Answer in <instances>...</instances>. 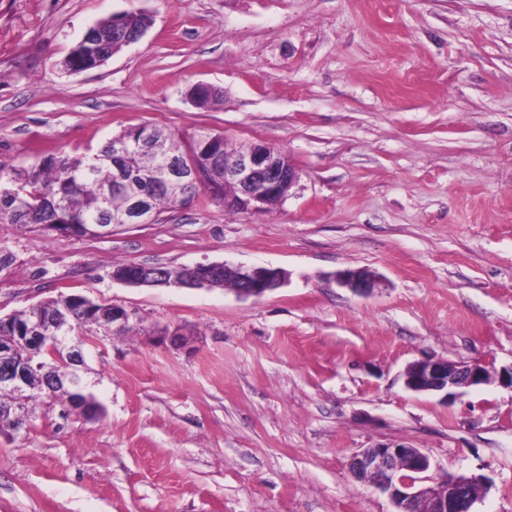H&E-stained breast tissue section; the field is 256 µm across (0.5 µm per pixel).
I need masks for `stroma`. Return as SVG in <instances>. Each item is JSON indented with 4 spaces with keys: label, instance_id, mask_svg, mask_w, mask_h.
I'll use <instances>...</instances> for the list:
<instances>
[{
    "label": "stroma",
    "instance_id": "stroma-1",
    "mask_svg": "<svg viewBox=\"0 0 512 512\" xmlns=\"http://www.w3.org/2000/svg\"><path fill=\"white\" fill-rule=\"evenodd\" d=\"M130 11L153 19L141 39L65 70ZM196 83L222 105L191 103ZM146 124L272 145L299 182L270 210L200 194L98 237L0 222V317L62 293L129 315L82 330L97 417L40 400L0 432V512H393L350 472L385 442L512 512V389L447 403L403 380L424 357L512 366V0H0L1 165ZM204 261L288 281L242 300L112 279ZM346 268L378 287H339ZM335 282L344 288H349L354 293L367 295L377 286L376 278L365 269L346 268L334 275Z\"/></svg>",
    "mask_w": 512,
    "mask_h": 512
}]
</instances>
